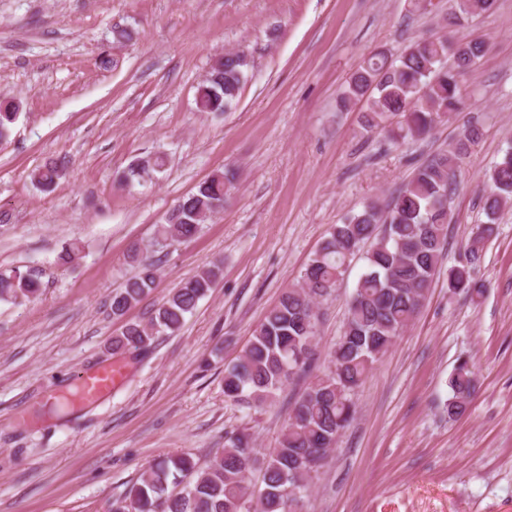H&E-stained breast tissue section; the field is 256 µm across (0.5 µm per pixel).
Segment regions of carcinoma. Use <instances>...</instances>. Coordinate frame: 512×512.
Masks as SVG:
<instances>
[{"instance_id": "obj_1", "label": "carcinoma", "mask_w": 512, "mask_h": 512, "mask_svg": "<svg viewBox=\"0 0 512 512\" xmlns=\"http://www.w3.org/2000/svg\"><path fill=\"white\" fill-rule=\"evenodd\" d=\"M448 20L460 25L493 9L495 0H448ZM482 40L453 43L444 37L420 39L390 59L383 52L366 56L348 81L340 105L367 99L362 115L366 133L393 141L426 139L459 109L455 70L471 69L484 56ZM249 56L228 51L214 60L198 91L201 112H225L236 102ZM473 124L463 126L451 149L431 155L401 186L386 208L370 201L358 213L331 227L329 237L310 259L301 280L286 289L255 327L237 361L224 368V396L262 408L282 386L312 366L318 335V300L326 298L343 277L349 260L365 252L367 262L348 305L344 331L331 350L327 371L316 376L295 401L278 446L264 457L248 438L233 433L222 451L204 466L188 454L167 456L150 464L111 512H296L307 485L302 478L322 468L333 444L354 419L353 395L374 364L393 346L422 306L430 282L441 272L448 224L453 221L448 195L461 172L462 159L480 139ZM159 157L137 164L120 176L126 183L150 169ZM64 162L48 160L34 170L33 182L44 190L63 177ZM488 192L483 210L489 220L512 204V148L485 174ZM234 180L229 170L216 171L184 197L159 225L157 244L189 240L212 215L224 209V192ZM494 231L481 224L467 246L465 259L448 267V291L475 301L482 290L474 278L481 245ZM136 271L112 294V316L120 318L156 281L158 260L133 251ZM220 275L214 266L181 284L154 311L147 323H127L112 337L115 353H142L160 334H174ZM40 273L18 268L0 272V302L21 304L37 298ZM452 396L448 417L463 415L475 394L470 362L457 363L448 380ZM261 464L262 487L254 490L249 475Z\"/></svg>"}]
</instances>
